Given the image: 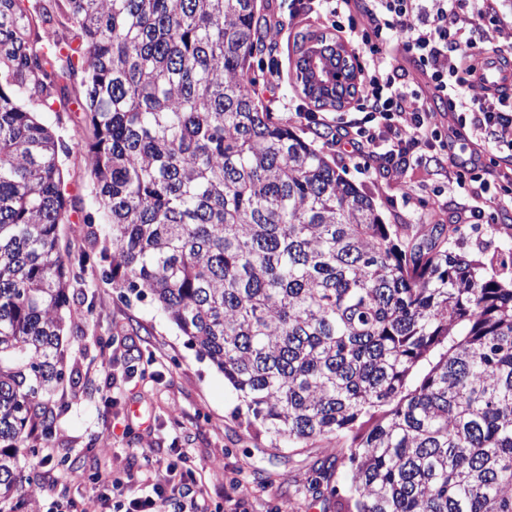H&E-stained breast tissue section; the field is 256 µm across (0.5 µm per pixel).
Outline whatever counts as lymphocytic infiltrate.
<instances>
[{
	"label": "lymphocytic infiltrate",
	"instance_id": "1",
	"mask_svg": "<svg viewBox=\"0 0 512 512\" xmlns=\"http://www.w3.org/2000/svg\"><path fill=\"white\" fill-rule=\"evenodd\" d=\"M497 0H304L307 10L327 9L337 31L355 32L365 64L361 119L337 151L352 147L387 173L403 175L433 147L428 102L448 101L452 112L471 114L473 126L497 146L512 148V95L465 96L475 67L473 50L498 31ZM368 26L358 29L357 15ZM414 58L423 80H409L398 54ZM173 465L146 474L150 494L129 499L125 512H160L172 501Z\"/></svg>",
	"mask_w": 512,
	"mask_h": 512
}]
</instances>
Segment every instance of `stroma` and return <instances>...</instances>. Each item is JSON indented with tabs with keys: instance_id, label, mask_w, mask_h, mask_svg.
<instances>
[{
	"instance_id": "1",
	"label": "stroma",
	"mask_w": 512,
	"mask_h": 512,
	"mask_svg": "<svg viewBox=\"0 0 512 512\" xmlns=\"http://www.w3.org/2000/svg\"><path fill=\"white\" fill-rule=\"evenodd\" d=\"M268 18L263 41L271 48L276 75L259 79L257 96L275 118L287 123L307 142L324 151L349 181L370 196L388 224H453L466 198L448 193L445 173L456 164L465 175H480L492 185L482 207L487 222L478 231L462 229L455 241L460 251L481 255L493 266L512 261V150L484 141L470 122L446 104L431 109L439 140L435 151L393 178L378 166H365L362 156L344 155L328 142L342 133V123L358 118L355 105L324 111V124L303 120L314 106L301 92L294 71L299 32L336 33L322 12L300 8L296 0H261ZM339 34V33H336ZM348 40V33L339 34ZM42 120L54 127L63 150L60 159L69 200V221L61 225L62 253L87 252L91 260L75 290L91 303L89 316L69 323L64 341L70 381L57 390L50 430L39 433L20 465L35 489L92 500L98 476L115 482L141 480L155 462L182 451L198 476L188 484L189 496H204L208 512H227L224 489L236 484L239 512H336L331 497H315L309 484L317 459L334 453L335 444L312 440L298 448H275L262 434L248 429L235 410L242 404L223 374L202 358L149 296L116 287L102 257L109 227L88 229L83 218L94 212L90 167L78 140L91 138L73 90L57 96Z\"/></svg>"
}]
</instances>
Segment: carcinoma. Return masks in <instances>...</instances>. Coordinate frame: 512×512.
Segmentation results:
<instances>
[{
  "label": "carcinoma",
  "instance_id": "obj_1",
  "mask_svg": "<svg viewBox=\"0 0 512 512\" xmlns=\"http://www.w3.org/2000/svg\"><path fill=\"white\" fill-rule=\"evenodd\" d=\"M259 29L257 0H0V500L33 493L20 456L83 304L35 112L79 76L108 275L224 373L246 426L345 445L310 484L336 512H512V276L457 226L384 223L276 120L248 76Z\"/></svg>",
  "mask_w": 512,
  "mask_h": 512
}]
</instances>
